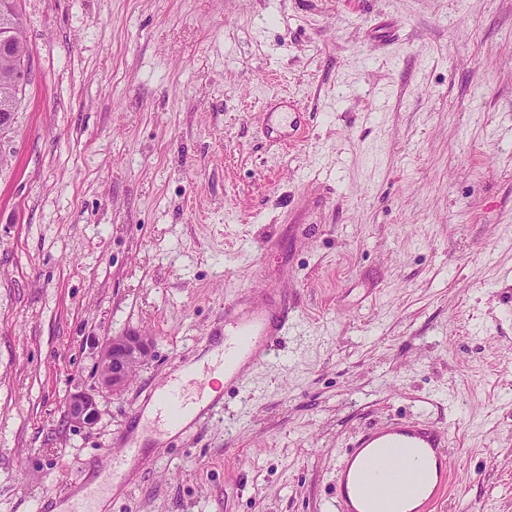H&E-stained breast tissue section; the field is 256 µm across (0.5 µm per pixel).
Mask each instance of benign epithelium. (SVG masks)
<instances>
[{
  "label": "benign epithelium",
  "mask_w": 512,
  "mask_h": 512,
  "mask_svg": "<svg viewBox=\"0 0 512 512\" xmlns=\"http://www.w3.org/2000/svg\"><path fill=\"white\" fill-rule=\"evenodd\" d=\"M11 64L13 66L12 82L0 90V95L8 102L7 106L0 109V132L11 125V117L17 111L19 93L31 76L27 57L13 56ZM148 350V339L137 331H128L112 338L102 351L101 386L115 393L124 389ZM66 414L72 422L80 426H94L99 416L95 394L84 391L73 394L66 404Z\"/></svg>",
  "instance_id": "1"
}]
</instances>
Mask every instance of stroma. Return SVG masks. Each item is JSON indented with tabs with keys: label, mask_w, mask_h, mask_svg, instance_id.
Wrapping results in <instances>:
<instances>
[{
	"label": "stroma",
	"mask_w": 512,
	"mask_h": 512,
	"mask_svg": "<svg viewBox=\"0 0 512 512\" xmlns=\"http://www.w3.org/2000/svg\"><path fill=\"white\" fill-rule=\"evenodd\" d=\"M0 134V512L105 473L224 303L291 329L222 411L142 445L107 512H331L345 448L443 426L433 512H512V0H15ZM308 131L265 133L267 102ZM150 352L120 393L99 352ZM92 391L100 417L65 403ZM13 66L12 82L1 90V95L7 99L8 105L0 110V132L11 125V117L17 111L19 93L29 82L31 76L29 60L25 56L11 57ZM66 414L72 422L80 426H94L99 416L95 394L84 391L73 394L66 404Z\"/></svg>",
	"instance_id": "obj_1"
}]
</instances>
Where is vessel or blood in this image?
I'll return each mask as SVG.
<instances>
[{"label":"vessel or blood","instance_id":"b4317fda","mask_svg":"<svg viewBox=\"0 0 512 512\" xmlns=\"http://www.w3.org/2000/svg\"><path fill=\"white\" fill-rule=\"evenodd\" d=\"M287 331V298L261 291L249 302H226L220 353L225 389L243 387L253 370L269 364L277 337ZM186 388L164 383L159 415L173 417ZM448 446L446 430L427 422L394 419L369 427L337 470L334 512H431L449 488ZM138 452L137 442L125 436L119 450H105L113 479Z\"/></svg>","mask_w":512,"mask_h":512}]
</instances>
